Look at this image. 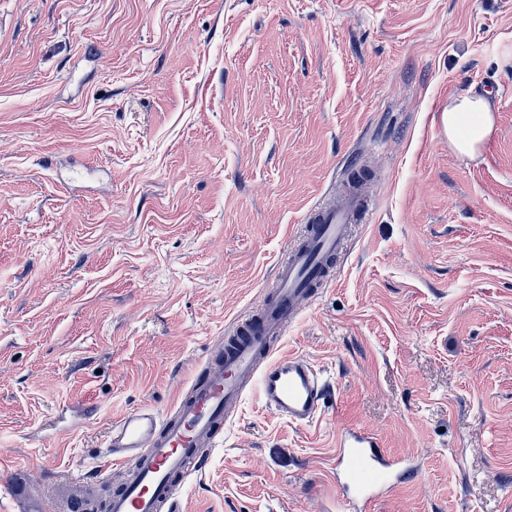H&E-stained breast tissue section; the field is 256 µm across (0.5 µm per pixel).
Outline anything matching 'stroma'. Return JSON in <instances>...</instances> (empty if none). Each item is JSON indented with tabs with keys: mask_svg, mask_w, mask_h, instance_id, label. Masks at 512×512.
Returning <instances> with one entry per match:
<instances>
[{
	"mask_svg": "<svg viewBox=\"0 0 512 512\" xmlns=\"http://www.w3.org/2000/svg\"><path fill=\"white\" fill-rule=\"evenodd\" d=\"M357 163L372 221L284 340L335 399L248 396L184 512H347L346 427L416 467L369 512H512V0H0V484L95 479ZM448 141L462 155H474L492 130L493 120L486 99L476 94L458 98L444 112Z\"/></svg>",
	"mask_w": 512,
	"mask_h": 512,
	"instance_id": "stroma-1",
	"label": "stroma"
}]
</instances>
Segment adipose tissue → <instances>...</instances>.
Segmentation results:
<instances>
[{"mask_svg":"<svg viewBox=\"0 0 512 512\" xmlns=\"http://www.w3.org/2000/svg\"><path fill=\"white\" fill-rule=\"evenodd\" d=\"M442 120L449 142L457 152L467 156L475 154L493 126L486 99L476 94L458 98L449 106Z\"/></svg>","mask_w":512,"mask_h":512,"instance_id":"ef3b65f1","label":"adipose tissue"}]
</instances>
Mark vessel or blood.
Instances as JSON below:
<instances>
[{"mask_svg":"<svg viewBox=\"0 0 512 512\" xmlns=\"http://www.w3.org/2000/svg\"><path fill=\"white\" fill-rule=\"evenodd\" d=\"M372 205L361 181L350 178L336 202L315 205L303 233L279 257L260 304L218 340L172 408L161 414L142 407L115 422L102 477L123 470L128 477L113 491L109 512H179L183 484L202 469L204 449L223 442L225 425L248 394L295 426L320 418L334 390L315 364L285 352L283 341L315 287L330 279L352 225ZM336 448V479L349 512H366L408 474L369 431L341 429Z\"/></svg>","mask_w":512,"mask_h":512,"instance_id":"b4317fda","label":"vessel or blood"}]
</instances>
